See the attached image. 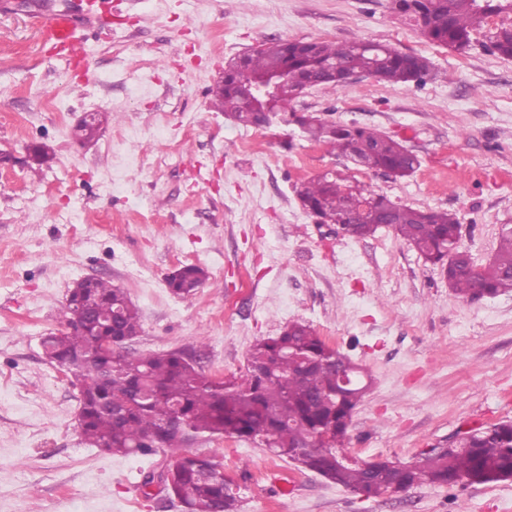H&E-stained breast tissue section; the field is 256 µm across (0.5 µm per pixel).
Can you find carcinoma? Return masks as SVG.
Instances as JSON below:
<instances>
[{
	"label": "carcinoma",
	"mask_w": 512,
	"mask_h": 512,
	"mask_svg": "<svg viewBox=\"0 0 512 512\" xmlns=\"http://www.w3.org/2000/svg\"><path fill=\"white\" fill-rule=\"evenodd\" d=\"M392 9L423 21L430 42L468 50L473 36L488 25L484 47L512 58V0H390ZM360 72L390 85L422 82L433 77L430 61L390 45L355 40L298 39L265 41L244 64L224 65V79L212 87V106L237 126L262 127L270 116L291 113L310 140L328 152L351 159L371 171L405 177L420 165L418 157L391 136L368 127L296 115L293 103L306 80L336 91L345 73ZM102 123L80 122L73 135L90 141ZM305 210L321 224H337L347 236L366 239L383 226L407 241L425 261L441 268L448 285L469 298L481 290L493 297L512 291V227L502 229L494 258L471 269L472 258L459 245L456 214L398 204L367 185H348L327 174L296 188ZM205 270L181 266L167 278L170 292L192 296L205 281ZM112 311V322L100 311ZM63 329L42 340L49 359L67 365L80 396L78 428L84 442L116 456H148L168 450L173 463L175 495L187 512H239V496L211 456L189 445L199 438L230 437L257 441L299 469L368 498L392 490L423 485L454 487L512 479V422H499L461 435L444 449L424 454L401 468L389 460L348 465L339 462L352 415L366 385L341 386L336 368L362 374L350 357L327 345L302 321L279 335L256 341L245 372L217 379L182 350L151 354L113 353L108 343L135 338L142 330L138 309L126 293L109 281L81 280L73 285L61 310ZM120 405L109 413L105 406Z\"/></svg>",
	"instance_id": "obj_1"
}]
</instances>
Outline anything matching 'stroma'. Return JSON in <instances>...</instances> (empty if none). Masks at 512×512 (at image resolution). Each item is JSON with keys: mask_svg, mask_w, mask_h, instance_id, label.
I'll list each match as a JSON object with an SVG mask.
<instances>
[{"mask_svg": "<svg viewBox=\"0 0 512 512\" xmlns=\"http://www.w3.org/2000/svg\"><path fill=\"white\" fill-rule=\"evenodd\" d=\"M64 0H0V512H184L146 491L169 453L113 456L78 429L79 395L45 356L74 283L108 280L139 309L131 353L187 350L216 378L251 346L310 323L366 374L346 449L408 463L458 433L512 421V292L456 295L391 228L357 240L305 211L301 183L327 173L417 209L456 213L460 246L488 263L512 225V59L480 42H428L389 0H94L98 34L82 69L44 47L34 16ZM390 44L437 76L390 86L370 77L297 98V111L378 129L415 153L394 178L328 154L285 116L243 153L244 129L213 109L227 60L268 39ZM107 117L80 144L72 129ZM49 157L33 169L29 146ZM205 269L191 297L166 278ZM240 512H512V480L419 487L363 498L256 442L215 437Z\"/></svg>", "mask_w": 512, "mask_h": 512, "instance_id": "1", "label": "stroma"}]
</instances>
